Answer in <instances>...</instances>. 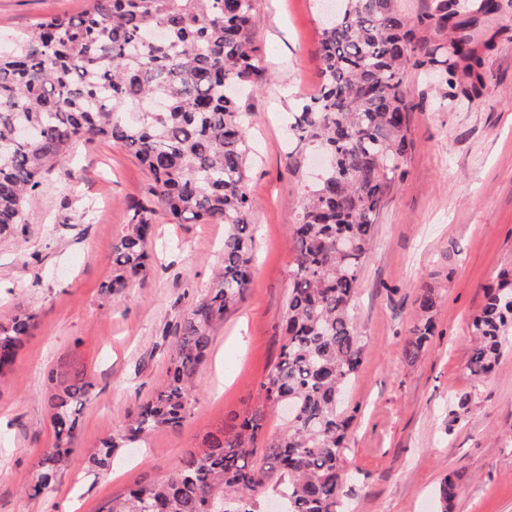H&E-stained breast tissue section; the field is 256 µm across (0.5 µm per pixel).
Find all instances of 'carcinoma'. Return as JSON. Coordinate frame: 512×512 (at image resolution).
<instances>
[{"label": "carcinoma", "instance_id": "obj_1", "mask_svg": "<svg viewBox=\"0 0 512 512\" xmlns=\"http://www.w3.org/2000/svg\"><path fill=\"white\" fill-rule=\"evenodd\" d=\"M456 0H433L412 23L397 0H336L319 41L321 83L291 113L299 146L333 158L304 187L290 231L296 254L278 362L261 384V404L229 417L162 480L144 481L99 512H259L257 495L273 485L283 512H342L347 477L344 390L363 356L352 315L382 202L404 164L410 141L403 87L409 68H424L445 92L439 106L473 101L484 89V60L456 21ZM444 33L428 44L415 27ZM255 0H87L78 15H50L7 51L0 50V236L28 223L29 202L46 176L68 162L80 139L120 144L149 173L148 198L128 205L130 220L112 241L105 290L117 298L152 278L149 241L156 218L175 224H222L224 261L208 292L176 324L166 382L142 402L122 434L91 458L106 467L112 453L162 429H176L195 401V379L214 324L251 283L255 202L247 181L250 113L235 88L267 81L255 44ZM161 32L158 40L154 34ZM432 292L404 353L419 354L433 336ZM35 314L18 309L0 324V378L15 363ZM471 376L492 372L512 337V268L486 289L470 322ZM54 440L38 461L29 495L52 488L74 453L80 409L89 398L84 373L48 375ZM288 395L297 416L266 444L264 466L250 462L267 411ZM457 494L441 482L442 512Z\"/></svg>", "mask_w": 512, "mask_h": 512}]
</instances>
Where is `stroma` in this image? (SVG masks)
I'll list each match as a JSON object with an SVG mask.
<instances>
[{
	"mask_svg": "<svg viewBox=\"0 0 512 512\" xmlns=\"http://www.w3.org/2000/svg\"><path fill=\"white\" fill-rule=\"evenodd\" d=\"M499 2V13L474 14L470 28L486 63L480 100L442 107L424 70L404 77L411 149L383 201L353 308L366 352L347 394V512H439L436 491L447 476L459 487L448 512H512V346L483 381L467 369L469 318L485 287L512 266V0ZM84 4L0 0V46L32 34L41 16ZM256 14L269 80L242 95L251 114L255 266L243 300L212 329L180 428L122 449L99 475L88 472L101 442L163 387L172 332L221 265L223 225L159 223L152 279L113 299L104 290L112 241L150 179L122 146L79 140L30 200L28 223L0 239V322L21 307L38 315L0 384V512H98L134 482L167 475L228 416L257 404L278 360L295 262L290 226L314 164L312 150L289 140L288 114L320 85L322 18L316 0H256ZM427 289L435 334L410 359L404 348ZM74 367L91 384L77 451L33 499L26 488L53 441L47 377ZM464 396L463 410L456 400Z\"/></svg>",
	"mask_w": 512,
	"mask_h": 512,
	"instance_id": "stroma-1",
	"label": "stroma"
}]
</instances>
